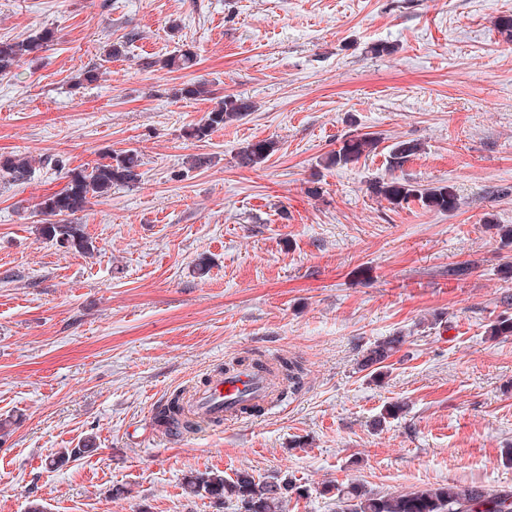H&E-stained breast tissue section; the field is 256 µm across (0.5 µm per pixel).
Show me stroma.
Segmentation results:
<instances>
[{"label": "stroma", "mask_w": 512, "mask_h": 512, "mask_svg": "<svg viewBox=\"0 0 512 512\" xmlns=\"http://www.w3.org/2000/svg\"><path fill=\"white\" fill-rule=\"evenodd\" d=\"M510 15L512 0H0L1 40L53 33L0 75V156L32 164L0 179V512H238L185 493L195 471L291 481L286 512H336L328 483L512 486V336L487 337L512 315L496 230L512 225ZM182 47L196 65L163 68ZM198 81L211 95L181 96ZM227 95L254 112L189 137ZM365 133L376 150L325 166ZM264 139L271 157L240 166ZM409 140L420 152L390 170ZM129 151L138 187L71 218L93 252L42 237L43 196ZM393 176L458 206H393L372 191ZM395 333L372 380L358 364ZM255 354L304 368L275 409L183 436L157 424ZM274 150V143L268 140H258L247 144L238 153L241 166L253 168L262 164ZM404 342V336L397 334L376 342L363 357L360 364L361 370H369L374 367L369 372L370 377L373 376V379L378 381L382 380L386 372L384 373L381 369L387 367L383 364L400 350Z\"/></svg>", "instance_id": "35a3bbf8"}]
</instances>
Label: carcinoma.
I'll return each mask as SVG.
<instances>
[{"label": "carcinoma", "instance_id": "cac0c4a2", "mask_svg": "<svg viewBox=\"0 0 512 512\" xmlns=\"http://www.w3.org/2000/svg\"><path fill=\"white\" fill-rule=\"evenodd\" d=\"M52 33L45 31L28 41H0V73L8 72L21 59L37 51ZM196 60L190 51L178 50L162 60L169 69H189ZM254 103L244 97L226 95L218 106L209 112L203 124L193 128L190 135L202 137L210 130L227 122L239 120L254 111ZM378 139L372 134H363L343 142L339 150L327 156L330 165H346L377 148ZM274 150V143L258 140L247 144L238 153L239 164L253 168L262 164ZM420 151L415 141L397 144L390 155V167L398 169ZM140 160L132 153L118 155L110 161L99 163L91 171H79L68 175L69 181L61 190L42 198L38 203L39 213L47 217L69 216L85 208L91 197L106 198L112 186L133 187L141 181ZM29 173L27 163L17 158L0 159V177L8 175L14 179ZM373 193L389 203L400 206L417 200L429 210L445 212L457 207L456 196L446 186L421 188L395 177L377 183ZM42 236L52 240H64L68 248L87 253L93 249L80 225L47 222L40 225ZM488 339L497 340L512 336V317L497 319L487 331ZM404 344L401 335L389 336L368 349L360 364L375 380H382L385 363ZM275 370L285 388H294L301 383L303 370L299 363L286 357L275 362ZM183 398L177 393L171 397L157 418L167 425L179 424ZM187 493H205L213 498L230 499L247 512H283L284 499L289 492L286 481H261L248 471H240L235 477L226 479L214 472H192L184 478ZM336 491L337 512H512V489L490 488L483 485L439 484L404 493L375 492L360 484L326 487Z\"/></svg>", "mask_w": 512, "mask_h": 512}]
</instances>
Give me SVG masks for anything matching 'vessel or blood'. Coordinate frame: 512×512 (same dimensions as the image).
Wrapping results in <instances>:
<instances>
[{"label": "vessel or blood", "instance_id": "vessel-or-blood-1", "mask_svg": "<svg viewBox=\"0 0 512 512\" xmlns=\"http://www.w3.org/2000/svg\"><path fill=\"white\" fill-rule=\"evenodd\" d=\"M281 391L274 370H261L243 362L194 387L184 408L188 416L220 426L247 418L249 408L271 407Z\"/></svg>", "mask_w": 512, "mask_h": 512}]
</instances>
